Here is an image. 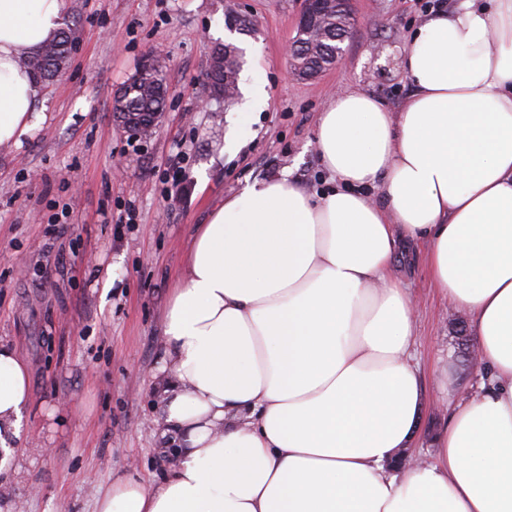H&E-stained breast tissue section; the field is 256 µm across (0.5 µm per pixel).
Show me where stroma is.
<instances>
[{
    "label": "stroma",
    "instance_id": "stroma-1",
    "mask_svg": "<svg viewBox=\"0 0 512 512\" xmlns=\"http://www.w3.org/2000/svg\"><path fill=\"white\" fill-rule=\"evenodd\" d=\"M226 0H70L69 63L43 89L49 119L22 148H0V343L30 376L32 404L0 470V512H96L112 480L160 483L169 465L155 373L164 315L193 234L250 182L289 176L328 188L315 146L330 98L368 92L397 108L410 92L402 57L426 0H353L341 64L299 81L288 72L300 0H246L258 22L237 35L241 83L266 82V108L246 125L205 82ZM158 50L171 91L156 136L114 122L115 88ZM68 230L54 234L49 217ZM427 246L398 248L395 278L418 301L414 362L423 408L412 451L431 458L458 397L485 375L458 355V311L429 277ZM447 378V390L438 381Z\"/></svg>",
    "mask_w": 512,
    "mask_h": 512
}]
</instances>
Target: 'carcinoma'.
<instances>
[{"label": "carcinoma", "mask_w": 512, "mask_h": 512, "mask_svg": "<svg viewBox=\"0 0 512 512\" xmlns=\"http://www.w3.org/2000/svg\"><path fill=\"white\" fill-rule=\"evenodd\" d=\"M74 41L75 31L68 26L61 29L54 40L27 58L28 72L32 78L45 85L53 83L66 65ZM342 44L343 40L336 39V28L333 27L330 36L322 43V53L300 58L298 62L307 69L315 70L320 67L323 56L341 51ZM212 53L206 82L210 96L222 99L224 88L238 83L242 51L232 43H217ZM166 86V73L161 66L153 63L145 67L139 77L124 84L115 114L122 125H130L128 131L131 135H138L137 123L164 112Z\"/></svg>", "instance_id": "carcinoma-1"}]
</instances>
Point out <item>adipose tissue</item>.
Returning <instances> with one entry per match:
<instances>
[{
    "label": "adipose tissue",
    "mask_w": 512,
    "mask_h": 512,
    "mask_svg": "<svg viewBox=\"0 0 512 512\" xmlns=\"http://www.w3.org/2000/svg\"><path fill=\"white\" fill-rule=\"evenodd\" d=\"M66 0H0V148L42 125L22 65ZM412 92L320 113L331 186L255 181L200 225L164 317L168 477H120L96 512H512V0H459L411 36ZM426 243L440 295L464 312L488 371L450 409L433 459L400 470L422 410L414 299L392 274ZM31 403L0 345V445Z\"/></svg>",
    "instance_id": "obj_1"
}]
</instances>
